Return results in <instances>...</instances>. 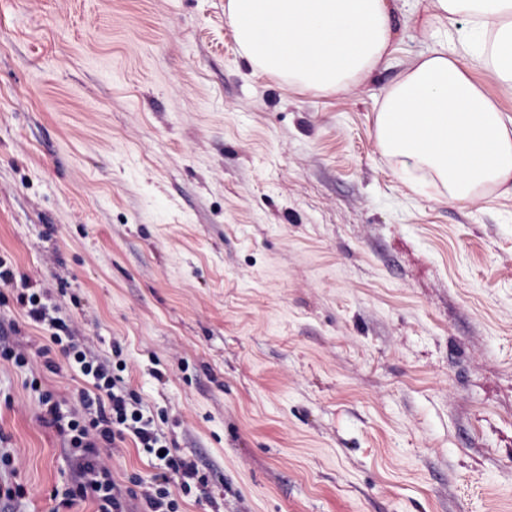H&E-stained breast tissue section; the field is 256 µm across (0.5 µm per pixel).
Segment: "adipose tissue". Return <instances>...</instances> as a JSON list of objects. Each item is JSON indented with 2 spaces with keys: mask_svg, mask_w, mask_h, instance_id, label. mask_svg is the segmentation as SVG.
Masks as SVG:
<instances>
[{
  "mask_svg": "<svg viewBox=\"0 0 512 512\" xmlns=\"http://www.w3.org/2000/svg\"><path fill=\"white\" fill-rule=\"evenodd\" d=\"M394 0H227L236 43L258 72L289 86L341 90L390 53ZM436 44L387 91L376 127L383 154L430 175L449 197L475 200L492 185L512 194V118L460 67L448 27L466 18L489 76L512 90V0H430Z\"/></svg>",
  "mask_w": 512,
  "mask_h": 512,
  "instance_id": "adipose-tissue-1",
  "label": "adipose tissue"
}]
</instances>
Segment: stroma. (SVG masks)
Returning <instances> with one entry per match:
<instances>
[{
    "mask_svg": "<svg viewBox=\"0 0 512 512\" xmlns=\"http://www.w3.org/2000/svg\"><path fill=\"white\" fill-rule=\"evenodd\" d=\"M225 4L0 0V257L197 461L210 493L179 512H512V195L450 200L376 139L428 0L328 94L256 74ZM14 305L57 365L0 359L17 512H97L60 502L38 404L89 381ZM102 454L127 487L168 472Z\"/></svg>",
    "mask_w": 512,
    "mask_h": 512,
    "instance_id": "obj_1",
    "label": "stroma"
}]
</instances>
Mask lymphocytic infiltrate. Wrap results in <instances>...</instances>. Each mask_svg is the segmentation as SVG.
<instances>
[{
	"mask_svg": "<svg viewBox=\"0 0 512 512\" xmlns=\"http://www.w3.org/2000/svg\"><path fill=\"white\" fill-rule=\"evenodd\" d=\"M0 288L12 292L24 318L36 325H49L52 342H60L62 335L70 333L71 328L64 319L50 316L37 292L18 286L12 264L4 259H0ZM68 356L80 365L84 375L93 379L92 389L79 393L82 415L63 420L52 394L39 396L43 422L67 436L75 456V470L66 493L68 501L92 500L97 512H132L129 501L137 497L144 502L143 512H177L175 493L190 490L199 473L196 463L166 450L150 422L145 421L138 400L127 391L124 377L115 373L106 361L88 355L75 344L71 345ZM128 437L146 453L162 455L178 479L177 488H170L165 482L156 485L143 482L132 490L114 480L101 450Z\"/></svg>",
	"mask_w": 512,
	"mask_h": 512,
	"instance_id": "obj_1",
	"label": "lymphocytic infiltrate"
}]
</instances>
